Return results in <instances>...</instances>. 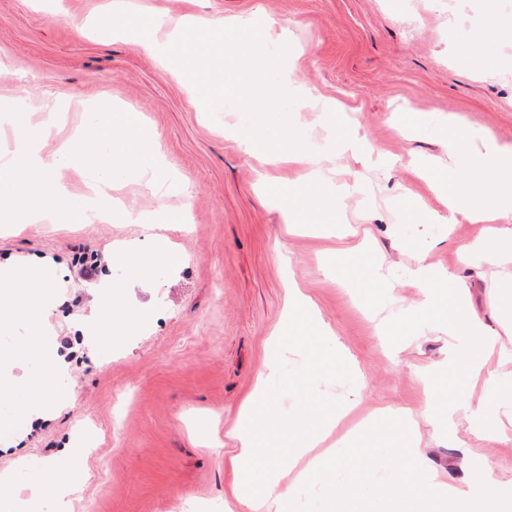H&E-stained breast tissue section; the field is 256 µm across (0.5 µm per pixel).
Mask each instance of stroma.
I'll use <instances>...</instances> for the list:
<instances>
[{
  "label": "stroma",
  "mask_w": 512,
  "mask_h": 512,
  "mask_svg": "<svg viewBox=\"0 0 512 512\" xmlns=\"http://www.w3.org/2000/svg\"><path fill=\"white\" fill-rule=\"evenodd\" d=\"M143 13L161 9L177 18L254 14L271 32H287L298 56L294 83L349 108L347 127L373 148L374 157L338 152L333 127L319 112L290 109L292 124L321 157L325 176L336 184L361 183L341 201L348 237L327 238L326 228L287 233L282 212L257 188L261 174L291 187L299 169L269 168L224 137L236 114L196 111L182 81L166 74L136 42L102 35L94 21L112 0H0V104L22 100L23 112L0 123V150L15 132L32 128L46 105L64 108V122L43 139L45 151L76 128L90 126L96 105H123L139 114L149 137L162 148L168 170L196 189L184 224L166 235L179 264L157 269L153 278H133L119 259L117 241L136 242L142 255L156 252L154 231L139 224H19L0 230V261L51 258L65 282L52 303L45 356L12 362L0 377V413L23 403L22 390L45 367L64 356L57 374L73 404L58 407L31 425L0 436V474L16 479L30 512H56L57 494L44 489L30 499L37 468L54 461L83 430L94 437L83 461V479L71 495L69 512H224L227 436L240 407L264 369L266 342L280 332L290 349L273 386L282 414L295 412L297 396L288 377L300 363L297 349L316 353L317 379L307 388L314 404L306 424L319 429L341 404L325 382L356 367L367 397L341 422L348 432L342 465L351 512L362 504L357 486L381 471L385 461L373 447L394 449L395 465L410 466L400 452L401 433L386 406H411L425 389L440 392L455 375L448 369V339L419 335V295L408 288L386 293L367 279L380 262L392 279L403 278L415 259L396 246V235L419 232L421 207L446 215L432 179L419 176L414 161L446 158L439 130L443 117L491 132L512 150V40L494 49L497 63L466 68L456 61L473 45L485 17L512 21V0H134ZM118 195L133 212H179L183 200L166 185H150L139 173L120 176ZM481 225H455L451 240L429 252L430 263L453 270L468 285L472 306L490 317L498 269L481 261L480 272L464 269L457 249L475 240ZM342 249L336 275H328V248ZM105 261L99 275L118 286L121 309L112 322V343H88L80 325L100 308V282L86 284L77 270L92 252ZM312 297L320 324L283 320L287 279ZM132 310L151 317L149 329L124 327ZM332 328L346 358L332 357L319 341L320 326ZM418 428L426 456L449 485L478 489L492 467L504 492L512 493V442L479 441L464 413L448 430L426 418ZM376 433L370 445L367 433ZM477 454L465 459L466 448Z\"/></svg>",
  "instance_id": "35a3bbf8"
}]
</instances>
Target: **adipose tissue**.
<instances>
[{
    "instance_id": "obj_1",
    "label": "adipose tissue",
    "mask_w": 512,
    "mask_h": 512,
    "mask_svg": "<svg viewBox=\"0 0 512 512\" xmlns=\"http://www.w3.org/2000/svg\"><path fill=\"white\" fill-rule=\"evenodd\" d=\"M442 128L448 143V170L438 187L448 209L444 222L452 225L463 219L483 224L482 234L462 249L460 260L470 265L478 257L490 256L501 268L491 303L495 322L490 325L473 315L466 288L446 269L425 260H418L401 285L416 289L426 300L436 289L448 291V314L438 331L448 338L449 367L466 381L454 390L455 407L467 413L478 438L508 440L512 438V372L492 369L490 363L512 362V347L504 345L497 331L498 326L512 325V151L500 149L490 134L448 118ZM54 287L46 271L0 263V331L14 316L26 322L31 336H44ZM283 352L278 339H269L264 371L229 431L235 451L224 458V469L231 476L224 512H288L289 501L300 489L317 484L329 492L311 512H346V500L336 491L340 465L339 445L331 440L333 427L308 430L298 425L296 417L282 418L274 409L277 394L271 382ZM68 398L61 386L31 381L29 402L13 417H0V430L65 404ZM435 404L429 392L417 407L390 411V419L405 434L412 464L407 469L386 467L376 482L361 486L360 495L370 503L368 512H512V498L492 473L484 474L478 492L468 494L449 486L427 465L416 418L433 417ZM277 432L290 434V452L268 444L267 435ZM81 455V449L70 448L41 467L29 487L31 495H38L43 485H55L61 497L58 512H68L67 498L77 489Z\"/></svg>"
}]
</instances>
